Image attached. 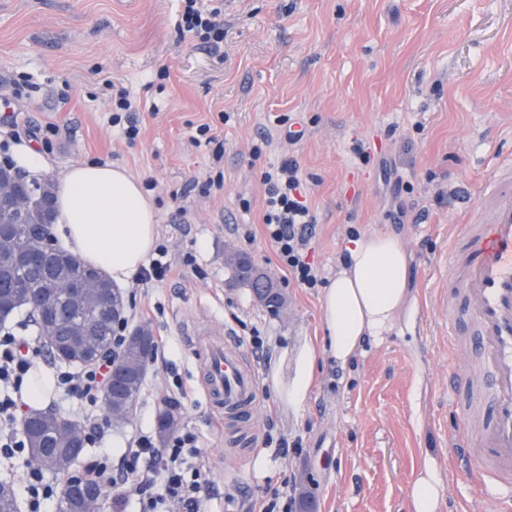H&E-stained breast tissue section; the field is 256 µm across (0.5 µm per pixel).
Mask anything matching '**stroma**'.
<instances>
[{
    "label": "stroma",
    "mask_w": 512,
    "mask_h": 512,
    "mask_svg": "<svg viewBox=\"0 0 512 512\" xmlns=\"http://www.w3.org/2000/svg\"><path fill=\"white\" fill-rule=\"evenodd\" d=\"M177 10V0H0V159L11 133L36 143L56 127L49 181L80 160L125 167L151 193L168 248L163 281L118 287L157 357L129 418L86 443L85 458L119 467L129 438L156 431L161 382L184 395L176 428L203 445L204 512H247L288 483L314 512H408L427 456L443 480L439 512H497L480 476L452 463L467 427L448 380L456 316L443 255L454 225L477 215L486 170L512 154V0H224L216 49L180 30ZM120 89L138 106L132 142L112 123ZM286 117L304 127L298 144L284 138ZM203 123L218 144H194ZM287 157L317 216L322 279L359 234L397 236L409 254L395 330L348 364L319 358L299 407L282 390L301 350L322 343V290L290 282L264 235L260 174ZM219 175L223 190L205 191ZM236 253L276 281L279 315L234 282ZM254 329L264 354L249 343ZM225 331L258 374L249 444L203 388V351Z\"/></svg>",
    "instance_id": "1"
}]
</instances>
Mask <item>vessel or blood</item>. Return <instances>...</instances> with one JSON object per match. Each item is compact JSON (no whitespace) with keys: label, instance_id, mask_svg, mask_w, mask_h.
<instances>
[{"label":"vessel or blood","instance_id":"vessel-or-blood-1","mask_svg":"<svg viewBox=\"0 0 512 512\" xmlns=\"http://www.w3.org/2000/svg\"><path fill=\"white\" fill-rule=\"evenodd\" d=\"M481 216L454 227L445 254L452 269L448 307L462 309L479 338L478 356L487 384L474 373L453 375L455 389L484 386L489 412L457 402L459 416L475 424L472 438L456 441L457 467L477 471L495 494L499 512H512V160L489 169ZM206 391L224 410L225 424L243 419L259 385L237 342L225 338L205 353Z\"/></svg>","mask_w":512,"mask_h":512}]
</instances>
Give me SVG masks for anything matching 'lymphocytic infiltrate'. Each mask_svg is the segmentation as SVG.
Masks as SVG:
<instances>
[{
  "label": "lymphocytic infiltrate",
  "instance_id": "obj_1",
  "mask_svg": "<svg viewBox=\"0 0 512 512\" xmlns=\"http://www.w3.org/2000/svg\"><path fill=\"white\" fill-rule=\"evenodd\" d=\"M179 27L205 44L216 46L224 40L222 10L204 0H181ZM262 181L268 241L291 279L308 288L318 286L322 278L308 258L317 219L304 193L299 164L285 159L266 169ZM36 355L25 339L9 331L0 333V453L10 455L26 447L17 395L29 378ZM109 367L104 361L80 371H58L57 389L66 397L96 401ZM206 471L198 436L183 428L162 445L151 432H139L125 449L120 469H112L106 458L100 457L84 466L83 475L111 487L113 501L119 506L134 499L140 512H201Z\"/></svg>",
  "mask_w": 512,
  "mask_h": 512
}]
</instances>
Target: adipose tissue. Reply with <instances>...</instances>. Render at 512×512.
<instances>
[{
  "mask_svg": "<svg viewBox=\"0 0 512 512\" xmlns=\"http://www.w3.org/2000/svg\"><path fill=\"white\" fill-rule=\"evenodd\" d=\"M55 222L67 249L119 283L139 270L155 246L150 195L112 163L76 162L67 169L57 183ZM408 302V255L400 239L383 233L357 238L322 293L323 347L299 356L286 400L303 405L319 357L344 363L365 342L384 341ZM440 487L436 465L425 460L412 483L410 512H438Z\"/></svg>",
  "mask_w": 512,
  "mask_h": 512,
  "instance_id": "ef3b65f1",
  "label": "adipose tissue"
}]
</instances>
